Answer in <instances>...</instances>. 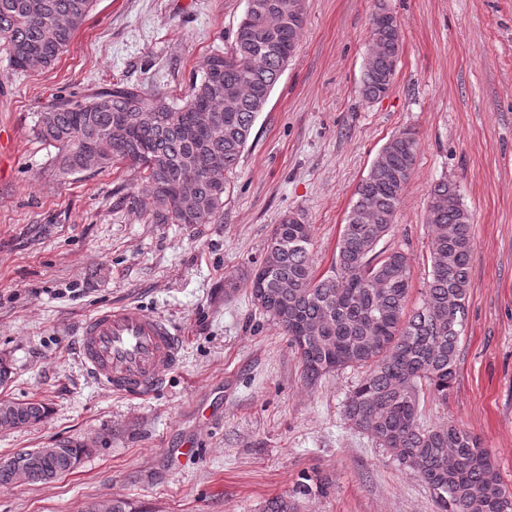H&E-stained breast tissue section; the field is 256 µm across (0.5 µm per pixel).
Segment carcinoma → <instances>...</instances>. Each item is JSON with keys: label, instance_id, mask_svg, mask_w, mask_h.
I'll return each instance as SVG.
<instances>
[{"label": "carcinoma", "instance_id": "1", "mask_svg": "<svg viewBox=\"0 0 512 512\" xmlns=\"http://www.w3.org/2000/svg\"><path fill=\"white\" fill-rule=\"evenodd\" d=\"M95 0H0V48L16 71L29 69L37 54L48 68L70 45ZM229 49L208 57L201 78L173 105L157 91L149 96L121 79L85 97L55 96L45 104L37 136L55 146L62 175L85 172L79 143L95 151L94 170L125 164L155 190L154 224H211L224 209L229 179L236 173L257 115L288 64L306 21L305 0H248ZM402 45L400 29L370 32L361 79L362 95L376 100L392 87ZM212 116L205 149L220 159L189 186L192 214L178 206L187 166L199 145L186 134L183 118ZM127 138L116 141V116ZM418 149L412 129L395 132L358 183L341 227L331 274L319 276L310 247L311 225L283 218L270 234L264 257L243 277L251 295L266 297L260 312L289 336L302 374L313 384L347 367L366 369L345 404L346 418L374 434L377 442L431 491L437 512H500L507 491L479 437L448 424L419 422L420 392L446 401L457 374L466 301L471 288V217L461 202L439 201L457 186L446 180L430 189L426 223L433 234L429 278L421 304L406 306L412 288L408 256L377 249L391 231ZM39 422L43 403L3 401ZM87 449L69 445L51 467L70 472Z\"/></svg>", "mask_w": 512, "mask_h": 512}]
</instances>
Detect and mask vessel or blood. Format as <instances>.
Wrapping results in <instances>:
<instances>
[{"label": "vessel or blood", "mask_w": 512, "mask_h": 512, "mask_svg": "<svg viewBox=\"0 0 512 512\" xmlns=\"http://www.w3.org/2000/svg\"><path fill=\"white\" fill-rule=\"evenodd\" d=\"M182 345L168 323L139 305L105 307L81 325V363L112 392L152 395L181 361Z\"/></svg>", "instance_id": "1"}]
</instances>
